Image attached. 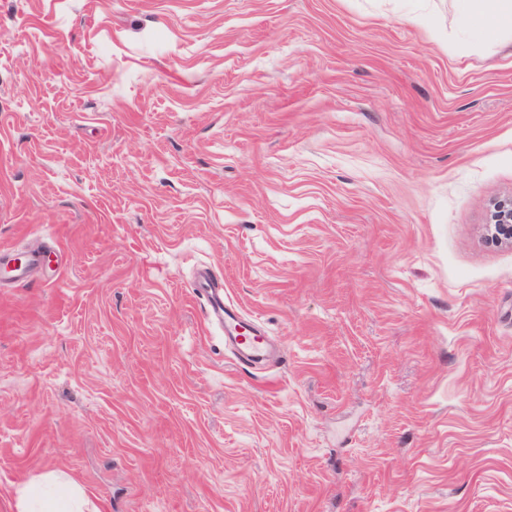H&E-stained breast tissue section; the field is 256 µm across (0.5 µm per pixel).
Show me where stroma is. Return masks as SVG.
I'll list each match as a JSON object with an SVG mask.
<instances>
[{
    "label": "stroma",
    "instance_id": "35a3bbf8",
    "mask_svg": "<svg viewBox=\"0 0 512 512\" xmlns=\"http://www.w3.org/2000/svg\"><path fill=\"white\" fill-rule=\"evenodd\" d=\"M463 0H0V512H512V28ZM270 336L203 322L199 266ZM485 235L492 244L512 247V196L492 203ZM49 249L48 246L29 249L19 263L16 262L17 259L6 261L9 257L0 255V281L7 279L17 284L27 282L32 274L43 266L45 254ZM14 500L17 512H98L87 509L89 501L81 485L54 472L16 485Z\"/></svg>",
    "mask_w": 512,
    "mask_h": 512
}]
</instances>
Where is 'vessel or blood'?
Masks as SVG:
<instances>
[{
    "label": "vessel or blood",
    "instance_id": "b4317fda",
    "mask_svg": "<svg viewBox=\"0 0 512 512\" xmlns=\"http://www.w3.org/2000/svg\"><path fill=\"white\" fill-rule=\"evenodd\" d=\"M45 254V248L37 247L26 251L21 260L0 261V281L7 279L17 284L27 282L42 267ZM197 288L208 297L206 321L219 322L224 328L225 336L231 338L242 352L255 359L263 358L267 349L265 336L242 321L234 306L225 303L224 290L220 283L206 273L201 276Z\"/></svg>",
    "mask_w": 512,
    "mask_h": 512
}]
</instances>
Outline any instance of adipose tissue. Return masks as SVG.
Listing matches in <instances>:
<instances>
[{
    "label": "adipose tissue",
    "instance_id": "adipose-tissue-1",
    "mask_svg": "<svg viewBox=\"0 0 512 512\" xmlns=\"http://www.w3.org/2000/svg\"><path fill=\"white\" fill-rule=\"evenodd\" d=\"M472 25L481 31L512 27V0H464ZM17 512H88V498L77 482L55 474L14 488Z\"/></svg>",
    "mask_w": 512,
    "mask_h": 512
}]
</instances>
